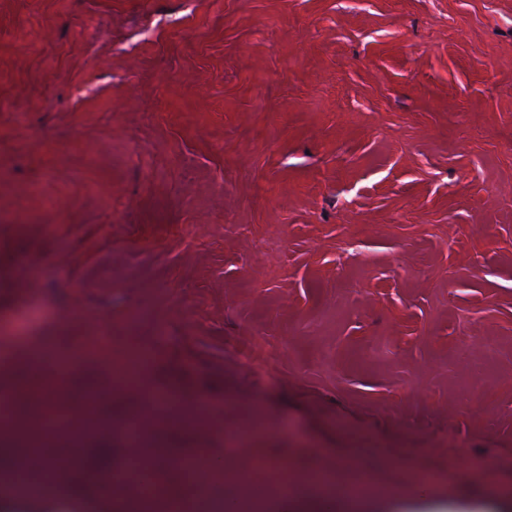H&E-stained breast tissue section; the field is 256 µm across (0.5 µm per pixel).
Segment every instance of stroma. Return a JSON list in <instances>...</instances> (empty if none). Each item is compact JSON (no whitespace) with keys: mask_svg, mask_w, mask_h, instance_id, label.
<instances>
[{"mask_svg":"<svg viewBox=\"0 0 512 512\" xmlns=\"http://www.w3.org/2000/svg\"><path fill=\"white\" fill-rule=\"evenodd\" d=\"M104 328L157 356L72 374L116 457L177 434L237 512L256 455L512 512V0H0V349Z\"/></svg>","mask_w":512,"mask_h":512,"instance_id":"stroma-1","label":"stroma"}]
</instances>
